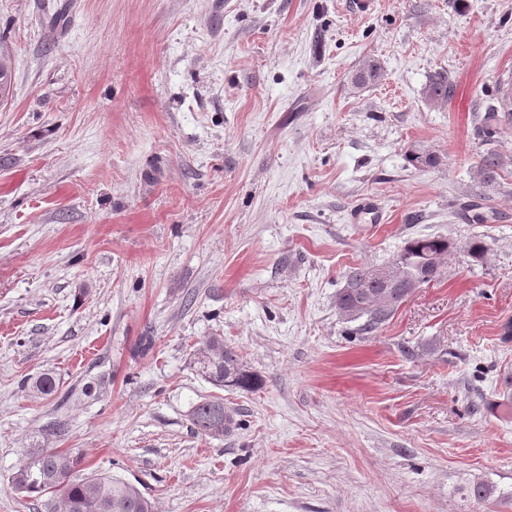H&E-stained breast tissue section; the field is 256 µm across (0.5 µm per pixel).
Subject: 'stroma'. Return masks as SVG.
I'll return each mask as SVG.
<instances>
[{"instance_id":"obj_1","label":"stroma","mask_w":512,"mask_h":512,"mask_svg":"<svg viewBox=\"0 0 512 512\" xmlns=\"http://www.w3.org/2000/svg\"><path fill=\"white\" fill-rule=\"evenodd\" d=\"M372 3L0 0V512H48L10 483L38 444L157 512H512L469 494L512 490V0ZM364 196L384 223H347ZM425 236L489 251L374 332L339 312ZM210 336L258 389L199 375ZM217 397L221 439L189 418ZM191 423L201 435L224 437L238 426L234 413L224 409L223 400L200 401L192 407Z\"/></svg>"}]
</instances>
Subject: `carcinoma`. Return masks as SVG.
I'll return each mask as SVG.
<instances>
[{
    "label": "carcinoma",
    "instance_id": "carcinoma-1",
    "mask_svg": "<svg viewBox=\"0 0 512 512\" xmlns=\"http://www.w3.org/2000/svg\"><path fill=\"white\" fill-rule=\"evenodd\" d=\"M381 66L375 60L367 61L352 77V83L366 87L378 81ZM12 85V61L0 55V100L8 99ZM450 82L448 74H435L426 86L427 98L432 102L448 101ZM501 167L495 153L484 156L480 163L485 180L491 181ZM461 252L473 262L482 260L488 246L481 239H472L457 245L443 237L408 239L397 258L389 264L396 271L398 281L386 284L372 276L375 266L362 264L351 268L345 285L336 295V307L351 320L365 318L362 330L371 331L386 322L412 291L404 284L419 285L437 280L447 256ZM195 364L206 380L221 388L254 390L260 379L240 359L237 351L224 344L220 336L208 337L197 349ZM33 391L51 396L57 390L51 371L41 373L32 383ZM191 423L194 429L208 437H222L238 426L234 413L224 409V401H200L192 407ZM80 461L51 448L38 446L29 451L27 459L12 475L15 490L38 500L50 495L53 512H155L153 503L132 483L109 473H78Z\"/></svg>",
    "mask_w": 512,
    "mask_h": 512
}]
</instances>
